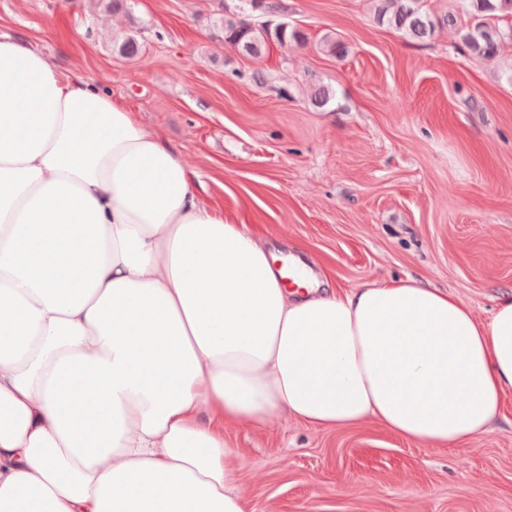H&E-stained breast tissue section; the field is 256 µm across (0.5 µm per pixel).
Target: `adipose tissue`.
Segmentation results:
<instances>
[{
  "label": "adipose tissue",
  "instance_id": "obj_1",
  "mask_svg": "<svg viewBox=\"0 0 512 512\" xmlns=\"http://www.w3.org/2000/svg\"><path fill=\"white\" fill-rule=\"evenodd\" d=\"M283 276L135 112L0 33V512H254L224 426L284 413L489 431L512 297Z\"/></svg>",
  "mask_w": 512,
  "mask_h": 512
}]
</instances>
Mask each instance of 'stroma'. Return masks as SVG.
I'll return each mask as SVG.
<instances>
[{"label":"stroma","mask_w":512,"mask_h":512,"mask_svg":"<svg viewBox=\"0 0 512 512\" xmlns=\"http://www.w3.org/2000/svg\"><path fill=\"white\" fill-rule=\"evenodd\" d=\"M301 44L242 56L220 18L243 0H0V31L37 45L138 113L203 201L270 253L339 288L413 277L482 320L512 296V55L462 54L378 23L373 0H279ZM135 34L133 59L113 50ZM334 35L338 58L320 47ZM334 99L314 104L316 87ZM257 512H512V394L467 445L376 420L321 431L284 415L225 425Z\"/></svg>","instance_id":"obj_1"}]
</instances>
